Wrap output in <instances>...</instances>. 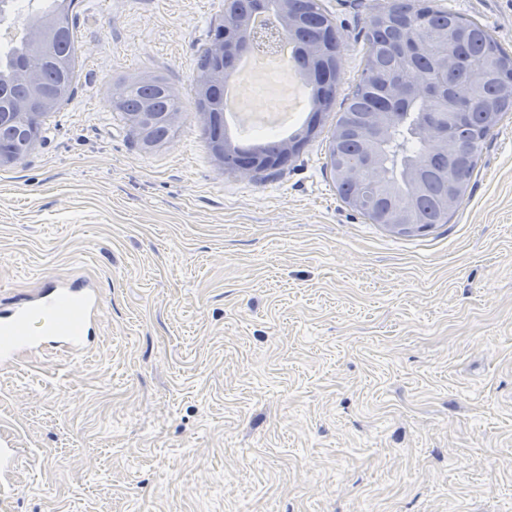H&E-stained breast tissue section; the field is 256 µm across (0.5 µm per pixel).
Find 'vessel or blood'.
I'll list each match as a JSON object with an SVG mask.
<instances>
[{
	"label": "vessel or blood",
	"mask_w": 512,
	"mask_h": 512,
	"mask_svg": "<svg viewBox=\"0 0 512 512\" xmlns=\"http://www.w3.org/2000/svg\"><path fill=\"white\" fill-rule=\"evenodd\" d=\"M100 296L89 282H46L39 292L0 311V366L15 367L52 350L81 358L97 344ZM18 466L17 451L0 441V512L16 491L8 478Z\"/></svg>",
	"instance_id": "vessel-or-blood-1"
}]
</instances>
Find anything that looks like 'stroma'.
Segmentation results:
<instances>
[{
    "instance_id": "obj_1",
    "label": "stroma",
    "mask_w": 512,
    "mask_h": 512,
    "mask_svg": "<svg viewBox=\"0 0 512 512\" xmlns=\"http://www.w3.org/2000/svg\"><path fill=\"white\" fill-rule=\"evenodd\" d=\"M382 0H319L335 104L284 169H222L195 101L224 0H77L70 101L0 167V309L49 279L103 300L87 358L0 369L14 512H512V112L448 223L339 197L328 145ZM512 55V0H435ZM165 79L142 150L112 97ZM120 112L130 114H165L167 119L155 123L151 137L155 146L166 142L175 132L180 105L171 87L162 79L148 78L129 85Z\"/></svg>"
}]
</instances>
